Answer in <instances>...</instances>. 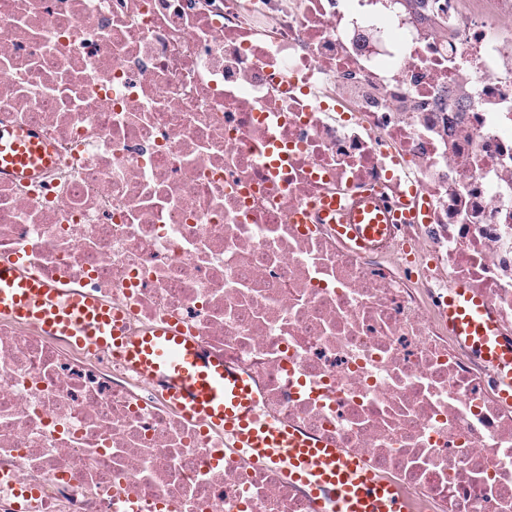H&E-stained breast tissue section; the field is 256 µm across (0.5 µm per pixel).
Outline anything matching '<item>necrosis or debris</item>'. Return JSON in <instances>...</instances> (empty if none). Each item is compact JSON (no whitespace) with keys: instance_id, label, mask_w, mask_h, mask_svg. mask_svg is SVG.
<instances>
[{"instance_id":"1","label":"necrosis or debris","mask_w":512,"mask_h":512,"mask_svg":"<svg viewBox=\"0 0 512 512\" xmlns=\"http://www.w3.org/2000/svg\"><path fill=\"white\" fill-rule=\"evenodd\" d=\"M0 0V258L249 376L264 417L410 512H512V404L448 334L466 282L512 335V0ZM418 218L347 247L322 199ZM312 512L151 379L0 317V512ZM50 162L33 128L0 127V175L33 177Z\"/></svg>"}]
</instances>
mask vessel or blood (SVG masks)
Returning a JSON list of instances; mask_svg holds the SVG:
<instances>
[{"mask_svg":"<svg viewBox=\"0 0 512 512\" xmlns=\"http://www.w3.org/2000/svg\"><path fill=\"white\" fill-rule=\"evenodd\" d=\"M50 162L34 130L0 127V175L29 178ZM391 215L368 224L355 213L337 225L339 237L368 248ZM0 314L64 336L78 346L123 357L162 384L167 399L205 424L223 427L251 460L277 468L303 489L315 512H408L396 485L367 464L275 422L261 418L248 378L205 356L189 337L158 329L143 337L124 333L121 317L100 302L22 275L13 259H0ZM448 333L493 369L499 397L512 402V339L505 338L489 303L466 284L448 292Z\"/></svg>","mask_w":512,"mask_h":512,"instance_id":"b4317fda","label":"vessel or blood"}]
</instances>
